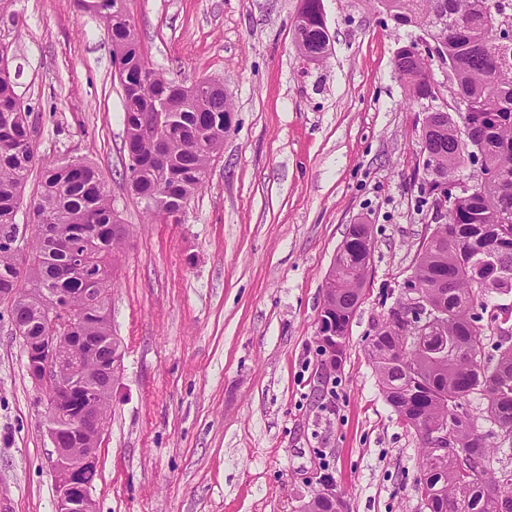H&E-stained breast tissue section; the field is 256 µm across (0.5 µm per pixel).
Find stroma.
I'll use <instances>...</instances> for the list:
<instances>
[{
	"label": "stroma",
	"mask_w": 512,
	"mask_h": 512,
	"mask_svg": "<svg viewBox=\"0 0 512 512\" xmlns=\"http://www.w3.org/2000/svg\"><path fill=\"white\" fill-rule=\"evenodd\" d=\"M301 0H122L150 66L223 83L224 150L182 222H147L123 179L122 88L102 21L73 0H0V43L46 163L91 160L129 231L112 266L121 360L96 512H302L325 469L348 512H422L421 444L364 347L445 218L424 200L422 105L397 49L423 33L373 0H322L328 57L294 46ZM372 260L348 351L317 386L325 280L351 225ZM44 396L0 313V512H55Z\"/></svg>",
	"instance_id": "35a3bbf8"
}]
</instances>
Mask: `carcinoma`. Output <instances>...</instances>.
Segmentation results:
<instances>
[{
  "label": "carcinoma",
  "instance_id": "cac0c4a2",
  "mask_svg": "<svg viewBox=\"0 0 512 512\" xmlns=\"http://www.w3.org/2000/svg\"><path fill=\"white\" fill-rule=\"evenodd\" d=\"M398 24L417 27L431 38L433 51L452 72L458 88L455 113L429 109L423 120L422 149L427 157L428 196L432 205L448 203V221L434 228L419 250L414 288L424 289L448 323V334L432 329L420 347L413 322L385 316L374 326L366 354L385 401L406 426L420 434L421 467L415 481L428 500V512H512V470L498 451L512 447V336L492 327L512 319V304L488 307L489 293L512 294V0H375ZM105 0V28L114 57L121 60L131 90L123 99L126 139L136 154L126 167L127 185L150 220L163 211L187 206L206 184L211 159L224 147L233 109L221 91L201 88L186 95L181 86L150 68L139 47L135 25ZM321 0H303L302 22L294 27L299 54L319 63L324 48ZM429 54V55H431ZM429 55L412 41L398 48L394 64L411 103L433 101ZM10 49L0 44V300L14 330L53 341L58 336L55 310L79 317L77 335L96 343L94 357H76L74 386L58 390L45 384V399L60 398L66 414L83 410L93 390L102 416L112 400L110 259L120 247L119 224L108 180L93 162L69 158L46 166L40 189L27 203L34 236L16 247V215L35 162L32 108L23 104L11 76ZM174 113V126L163 146L141 135L147 114L161 104ZM473 165L495 174L472 194L450 198L448 176ZM70 243L85 255L87 271L68 276ZM495 253L502 273L474 277L484 258ZM368 252L345 238L336 253V285L327 294L323 317L348 340L360 306ZM496 337L495 354L486 352ZM448 427L471 451L466 457L439 456L422 432Z\"/></svg>",
  "mask_w": 512,
  "mask_h": 512
}]
</instances>
